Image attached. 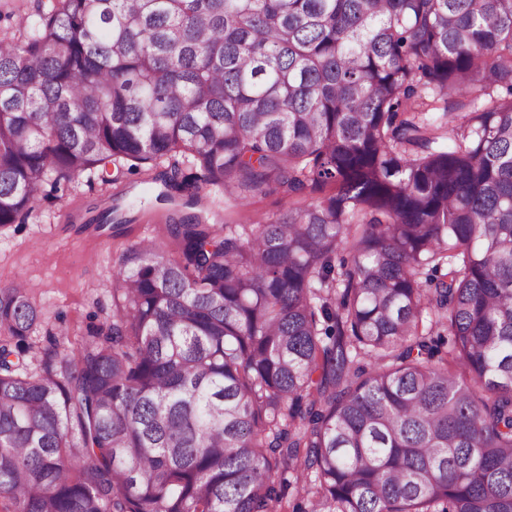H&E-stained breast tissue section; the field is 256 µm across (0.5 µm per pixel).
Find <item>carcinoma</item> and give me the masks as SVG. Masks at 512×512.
<instances>
[{"mask_svg":"<svg viewBox=\"0 0 512 512\" xmlns=\"http://www.w3.org/2000/svg\"><path fill=\"white\" fill-rule=\"evenodd\" d=\"M38 2L0 227L109 164L185 207L328 193L171 217L34 368L0 289V512H279L291 471L312 512H512V0ZM199 195L201 202L194 209H184V213H208L209 219L204 224H265L267 220L286 212L289 207L288 198L278 193L258 195L238 203L227 201L220 208L212 207L207 189H200Z\"/></svg>","mask_w":512,"mask_h":512,"instance_id":"obj_1","label":"carcinoma"}]
</instances>
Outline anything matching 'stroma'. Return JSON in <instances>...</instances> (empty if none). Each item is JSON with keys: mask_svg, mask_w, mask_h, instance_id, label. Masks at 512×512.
<instances>
[{"mask_svg": "<svg viewBox=\"0 0 512 512\" xmlns=\"http://www.w3.org/2000/svg\"><path fill=\"white\" fill-rule=\"evenodd\" d=\"M160 183L145 174L108 168L105 177H80L62 186L57 198L40 200L22 224L0 228V288L24 279L35 287L42 311L32 335L31 352L41 359L51 333L67 331L66 344L76 348L89 324L111 320L115 310L112 275L122 258L140 239H156L168 255L178 245L166 224L168 203L158 201ZM194 211L214 224H262L287 211V198L278 193L258 195L213 208L207 189ZM117 199L126 225L118 232L94 231L72 219L73 212L99 213L103 201Z\"/></svg>", "mask_w": 512, "mask_h": 512, "instance_id": "obj_1", "label": "stroma"}]
</instances>
